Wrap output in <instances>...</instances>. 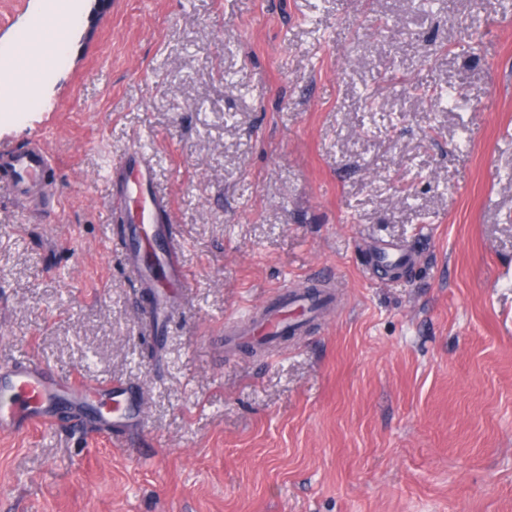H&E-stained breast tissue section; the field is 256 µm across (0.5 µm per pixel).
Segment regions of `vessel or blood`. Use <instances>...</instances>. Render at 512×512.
Instances as JSON below:
<instances>
[{"label": "vessel or blood", "instance_id": "b4317fda", "mask_svg": "<svg viewBox=\"0 0 512 512\" xmlns=\"http://www.w3.org/2000/svg\"><path fill=\"white\" fill-rule=\"evenodd\" d=\"M54 169V160L39 143L23 151L1 147L0 191L27 209L48 200L55 211H62L64 198L51 179ZM107 182L110 212L128 226L114 249L131 280L151 293L150 320L163 326L173 310L167 284L184 289L192 285L171 220L170 195L158 186L149 154L138 146L129 147L111 161ZM409 261V254L394 244L379 246L373 255L374 266L384 271L404 267ZM323 281L321 273H313L303 291L281 293L278 305L249 308L246 314L235 317L237 329L226 333L227 342L274 348L282 337L304 333L307 319L334 306V296ZM292 309L300 310L302 319L289 318ZM101 392L112 396L113 427L134 422L142 401L123 383L104 384L76 373L61 377L49 367L30 361L0 367V432L54 427L65 411H79Z\"/></svg>", "mask_w": 512, "mask_h": 512}]
</instances>
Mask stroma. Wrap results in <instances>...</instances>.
<instances>
[{"mask_svg":"<svg viewBox=\"0 0 512 512\" xmlns=\"http://www.w3.org/2000/svg\"><path fill=\"white\" fill-rule=\"evenodd\" d=\"M76 2L43 107L0 118L66 202L0 192V364L144 413L0 434V512H512V0ZM132 145L193 275L161 337L112 248ZM381 239L413 269L369 274ZM323 268L336 307L281 354L225 342Z\"/></svg>","mask_w":512,"mask_h":512,"instance_id":"35a3bbf8","label":"stroma"}]
</instances>
